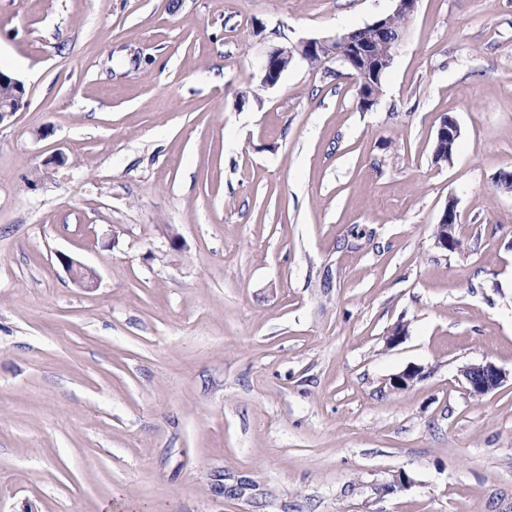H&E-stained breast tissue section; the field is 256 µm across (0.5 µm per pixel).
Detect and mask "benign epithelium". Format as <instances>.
<instances>
[{
  "mask_svg": "<svg viewBox=\"0 0 512 512\" xmlns=\"http://www.w3.org/2000/svg\"><path fill=\"white\" fill-rule=\"evenodd\" d=\"M387 21L386 17L378 18L364 26V30L377 37V40L372 43L361 40L350 32L333 37L305 39L291 48L274 47L266 52L259 64L262 82L267 88L274 87L296 54L304 60L317 55L324 61L339 62L356 79L357 88L363 92L367 85L381 80L392 66L397 50L404 41L405 33L402 32L394 41L388 43L385 49L376 48L377 42L386 37ZM24 95V84L17 78L0 71V121L17 112ZM459 135L460 130L455 119L446 116L437 130V145L440 146ZM458 219L456 204L450 200L439 217L438 226L443 228V232L435 236V245L438 248L446 251L456 250L458 240L454 235V227ZM59 261L78 287L86 290L96 287L97 275L94 270L64 254L59 255ZM461 375L473 395H483L493 391L507 380L506 372L491 362L466 366L461 370ZM423 377V368L412 367L392 377L390 387L393 390H404ZM250 484L252 481L249 479L238 478L231 483L223 484L221 491L227 496L243 498L246 486Z\"/></svg>",
  "mask_w": 512,
  "mask_h": 512,
  "instance_id": "obj_1",
  "label": "benign epithelium"
}]
</instances>
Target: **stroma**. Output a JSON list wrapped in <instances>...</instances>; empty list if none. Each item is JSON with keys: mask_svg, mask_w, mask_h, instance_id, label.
Here are the masks:
<instances>
[{"mask_svg": "<svg viewBox=\"0 0 512 512\" xmlns=\"http://www.w3.org/2000/svg\"><path fill=\"white\" fill-rule=\"evenodd\" d=\"M394 6L0 0V512H512V0H419L371 110L333 61L258 87ZM25 86L17 78L0 71V122L21 107ZM459 214L454 201H448L438 221L439 227L445 229L441 234L434 233L435 245L446 251H454L458 246V240L454 235V227L458 223ZM58 259L62 266L69 273L72 281L79 288L86 290L96 288L97 275L94 270L64 254H59ZM460 372L473 395H483L493 391L507 380L506 372L491 362L471 364Z\"/></svg>", "mask_w": 512, "mask_h": 512, "instance_id": "obj_1", "label": "stroma"}]
</instances>
